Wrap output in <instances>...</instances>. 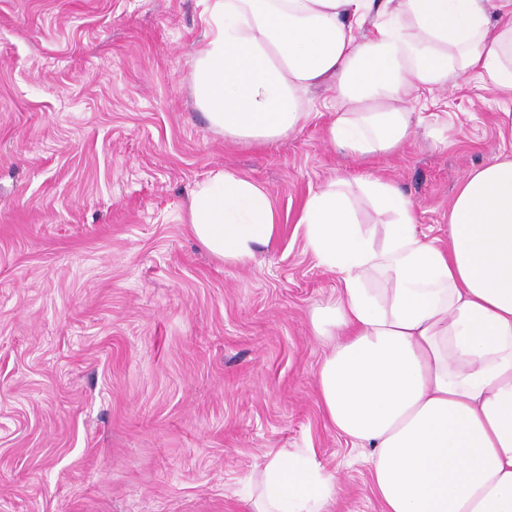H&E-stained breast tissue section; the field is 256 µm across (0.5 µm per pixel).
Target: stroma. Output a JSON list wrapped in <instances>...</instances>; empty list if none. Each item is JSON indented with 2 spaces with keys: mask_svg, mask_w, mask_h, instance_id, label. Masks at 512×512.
<instances>
[{
  "mask_svg": "<svg viewBox=\"0 0 512 512\" xmlns=\"http://www.w3.org/2000/svg\"><path fill=\"white\" fill-rule=\"evenodd\" d=\"M200 0H0V512H250L245 487L278 448H313L332 512H382L367 449L326 418L327 344L312 308L334 273L297 217L334 179L392 180L419 226L501 146L512 101L462 78L424 90L397 152L327 140L331 88L272 144L214 131L196 107ZM229 169L270 195L274 239L216 260L190 195Z\"/></svg>",
  "mask_w": 512,
  "mask_h": 512,
  "instance_id": "stroma-1",
  "label": "stroma"
}]
</instances>
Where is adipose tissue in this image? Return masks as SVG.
I'll list each match as a JSON object with an SVG mask.
<instances>
[{"label": "adipose tissue", "instance_id": "ef3b65f1", "mask_svg": "<svg viewBox=\"0 0 512 512\" xmlns=\"http://www.w3.org/2000/svg\"><path fill=\"white\" fill-rule=\"evenodd\" d=\"M204 2L193 95L235 140L287 137L323 84L338 107L328 139L358 156L411 138L402 103L419 89L474 75L512 98V0ZM358 187L385 219L382 237L336 181L309 193L297 220L339 282L312 313L330 344L318 371L327 416L368 449L383 512H512V151L458 189L444 246L394 183ZM187 223L215 258L241 265L278 229L269 194L224 169L197 184ZM336 494L315 449H281L254 471L248 501L251 512H330Z\"/></svg>", "mask_w": 512, "mask_h": 512}]
</instances>
